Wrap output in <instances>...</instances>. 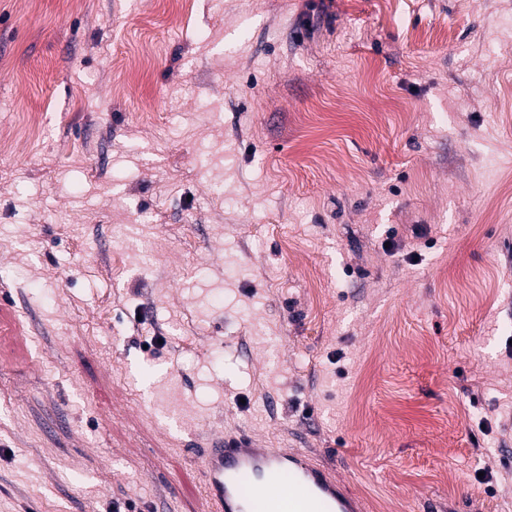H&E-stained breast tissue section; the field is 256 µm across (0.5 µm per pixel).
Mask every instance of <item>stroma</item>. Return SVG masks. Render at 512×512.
I'll return each instance as SVG.
<instances>
[{
	"mask_svg": "<svg viewBox=\"0 0 512 512\" xmlns=\"http://www.w3.org/2000/svg\"><path fill=\"white\" fill-rule=\"evenodd\" d=\"M0 136V512H512V0H0ZM205 512H363L336 470L310 453L272 448L244 431L213 432L200 459ZM288 472L292 490L279 491ZM288 475L282 487L288 488ZM249 477V489L241 484ZM259 509V510H258Z\"/></svg>",
	"mask_w": 512,
	"mask_h": 512,
	"instance_id": "35a3bbf8",
	"label": "stroma"
}]
</instances>
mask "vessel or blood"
I'll list each match as a JSON object with an SVG mask.
<instances>
[{
  "label": "vessel or blood",
  "mask_w": 512,
  "mask_h": 512,
  "mask_svg": "<svg viewBox=\"0 0 512 512\" xmlns=\"http://www.w3.org/2000/svg\"><path fill=\"white\" fill-rule=\"evenodd\" d=\"M204 512H364L334 468L310 453L273 448L243 431L207 437L200 459ZM289 475V494L279 491Z\"/></svg>",
  "instance_id": "b4317fda"
}]
</instances>
